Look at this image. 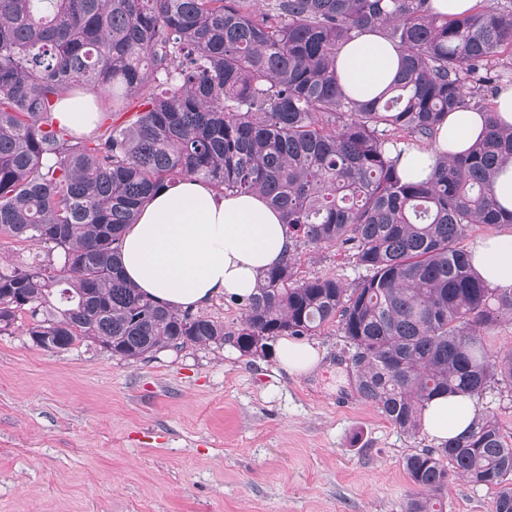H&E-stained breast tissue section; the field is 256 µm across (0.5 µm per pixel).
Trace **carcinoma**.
Instances as JSON below:
<instances>
[{
	"instance_id": "carcinoma-1",
	"label": "carcinoma",
	"mask_w": 512,
	"mask_h": 512,
	"mask_svg": "<svg viewBox=\"0 0 512 512\" xmlns=\"http://www.w3.org/2000/svg\"><path fill=\"white\" fill-rule=\"evenodd\" d=\"M0 0V240L43 257L0 265V332L22 320L34 345L88 339L143 360L167 348L313 336L337 322L358 397L409 436L440 393H512V350L483 331L512 320V287L491 288L461 240L512 224L490 193L512 127L485 105L512 53V0L439 14L430 0ZM376 29L401 66L386 92L347 96L335 59ZM109 93L129 119L78 136L53 118L79 90ZM480 108L488 129L432 177L407 183L399 144L432 142L448 113ZM203 179L259 193L293 250L241 302L234 330L142 294L122 274L126 225L153 194ZM347 246L367 275L350 286L298 273L306 247ZM419 492L405 512H444L450 477L496 490L512 512V443L497 415L408 455Z\"/></svg>"
}]
</instances>
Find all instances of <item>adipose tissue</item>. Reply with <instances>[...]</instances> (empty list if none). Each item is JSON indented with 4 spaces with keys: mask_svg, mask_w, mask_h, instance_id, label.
Listing matches in <instances>:
<instances>
[{
    "mask_svg": "<svg viewBox=\"0 0 512 512\" xmlns=\"http://www.w3.org/2000/svg\"><path fill=\"white\" fill-rule=\"evenodd\" d=\"M399 53L375 32L353 33L339 50L335 67L348 96L368 100L395 77ZM489 114L460 109L448 114L430 146L412 145L400 155L402 180L427 179L438 157L467 152L480 138ZM292 250L280 213L258 194L219 195L202 180H185L157 192L126 229L121 262L127 279L169 309L183 311L212 299L253 294L267 269ZM474 271L489 285L512 284V229L478 239ZM279 365L293 376L319 369L322 357L312 344L282 337L275 349ZM475 403L461 394L433 398L422 425L436 442L463 435Z\"/></svg>",
    "mask_w": 512,
    "mask_h": 512,
    "instance_id": "ef3b65f1",
    "label": "adipose tissue"
}]
</instances>
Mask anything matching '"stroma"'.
<instances>
[{
    "mask_svg": "<svg viewBox=\"0 0 512 512\" xmlns=\"http://www.w3.org/2000/svg\"><path fill=\"white\" fill-rule=\"evenodd\" d=\"M302 277L365 274L345 248L304 250ZM313 376L231 346L137 362L87 340L0 334V512H404L403 467L434 448L358 397L337 324L311 336ZM493 493L450 479L445 512H491Z\"/></svg>",
    "mask_w": 512,
    "mask_h": 512,
    "instance_id": "35a3bbf8",
    "label": "stroma"
}]
</instances>
